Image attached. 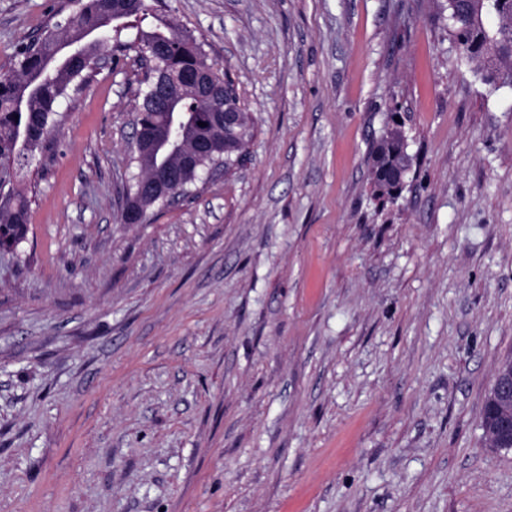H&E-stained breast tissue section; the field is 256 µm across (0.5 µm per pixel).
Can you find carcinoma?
Masks as SVG:
<instances>
[{
	"label": "carcinoma",
	"instance_id": "obj_1",
	"mask_svg": "<svg viewBox=\"0 0 512 512\" xmlns=\"http://www.w3.org/2000/svg\"><path fill=\"white\" fill-rule=\"evenodd\" d=\"M165 0H79L69 12L68 25L60 23L61 12L44 20L36 39L22 43L15 51L13 67L0 72V250L12 252L27 240L30 225L29 200L20 187L22 172L47 149L51 132L59 126L63 101L91 86L98 72V60L112 41V70L121 69L130 57H139L147 45H163L165 51L152 57L156 78L177 84L209 65L216 84H227V103L238 113L239 133L215 154L225 159L224 170L246 156L253 137V125L228 72L208 59L203 43L194 33L165 18ZM441 12L451 17L448 31L468 60L496 59L492 68L482 69L485 84L512 87V0H443ZM122 17L125 29L134 37L121 40V34L106 24V17ZM69 45L77 53L64 54ZM152 86L139 84L134 121L158 122L162 112H192L193 122L182 131L181 148H189L200 137L212 139L217 126L210 123L211 104L186 91L172 105L162 109L151 101ZM206 126L201 127L199 123ZM401 129L385 131L369 151L371 187L382 203L396 198L398 176L411 168V157L403 151ZM178 153L131 151L126 161L127 176L121 196L137 192L138 178L154 174L165 162L177 161Z\"/></svg>",
	"mask_w": 512,
	"mask_h": 512
}]
</instances>
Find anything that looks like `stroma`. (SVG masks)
Instances as JSON below:
<instances>
[{
  "label": "stroma",
  "mask_w": 512,
  "mask_h": 512,
  "mask_svg": "<svg viewBox=\"0 0 512 512\" xmlns=\"http://www.w3.org/2000/svg\"><path fill=\"white\" fill-rule=\"evenodd\" d=\"M62 0H0V67ZM255 136L118 221L135 98L102 71L0 257V512H512L480 426L512 358V89L439 0H168ZM400 126V197L368 153Z\"/></svg>",
  "instance_id": "obj_1"
}]
</instances>
